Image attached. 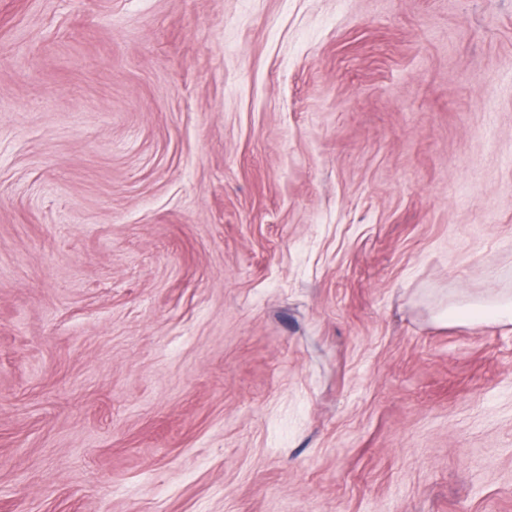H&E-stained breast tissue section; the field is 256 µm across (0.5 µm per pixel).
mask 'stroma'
Returning a JSON list of instances; mask_svg holds the SVG:
<instances>
[{"label":"stroma","mask_w":512,"mask_h":512,"mask_svg":"<svg viewBox=\"0 0 512 512\" xmlns=\"http://www.w3.org/2000/svg\"><path fill=\"white\" fill-rule=\"evenodd\" d=\"M512 0H0V512H512ZM442 325L463 324L475 325L492 323L496 325H512V296L494 298L473 305L460 306L448 303L434 317Z\"/></svg>","instance_id":"stroma-1"}]
</instances>
